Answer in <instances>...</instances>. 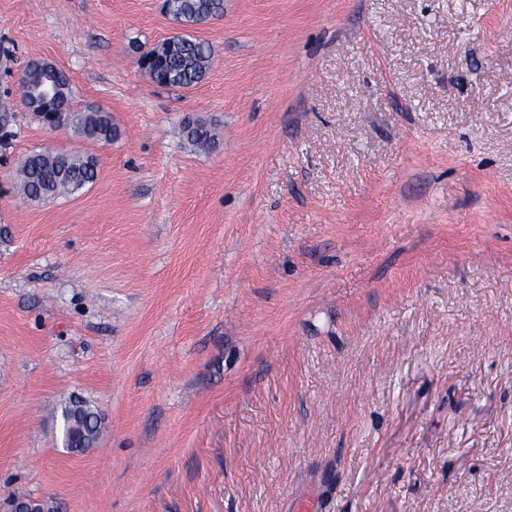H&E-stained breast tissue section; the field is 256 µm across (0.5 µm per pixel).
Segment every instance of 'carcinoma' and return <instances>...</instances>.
Returning a JSON list of instances; mask_svg holds the SVG:
<instances>
[{"instance_id": "cac0c4a2", "label": "carcinoma", "mask_w": 512, "mask_h": 512, "mask_svg": "<svg viewBox=\"0 0 512 512\" xmlns=\"http://www.w3.org/2000/svg\"><path fill=\"white\" fill-rule=\"evenodd\" d=\"M163 9L185 25L201 24L224 15V0H165ZM149 54L155 58L156 71L152 80L159 86L186 89L199 84L212 60L211 46L189 35L174 36L156 45ZM52 68L47 63L27 65L21 77L24 105H29L32 88ZM58 90L56 98L57 125H65L80 137L110 142L119 131L112 124L110 113L101 108L84 111L72 109V87L68 73L56 69ZM183 140L190 146L209 150L217 144L212 124L187 117L181 126ZM97 164L92 157L44 149L27 155L18 169L17 188L29 200H44L71 195L94 182ZM64 442L73 453L89 450L98 440L101 426L98 413L87 402L71 399L62 407Z\"/></svg>"}]
</instances>
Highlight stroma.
I'll list each match as a JSON object with an SVG mask.
<instances>
[{"instance_id":"stroma-1","label":"stroma","mask_w":512,"mask_h":512,"mask_svg":"<svg viewBox=\"0 0 512 512\" xmlns=\"http://www.w3.org/2000/svg\"><path fill=\"white\" fill-rule=\"evenodd\" d=\"M161 4L0 0V504L512 512V0ZM185 31L211 67L159 87L138 58ZM34 60L120 137L45 127ZM45 147L96 180L24 198ZM163 9L185 25H197L224 14V0H165ZM181 134L183 140L190 146L209 150L217 144V133L212 124L197 118L187 117L181 126ZM98 413L87 402L71 399L62 407L64 442L73 453L89 450L98 440Z\"/></svg>"}]
</instances>
